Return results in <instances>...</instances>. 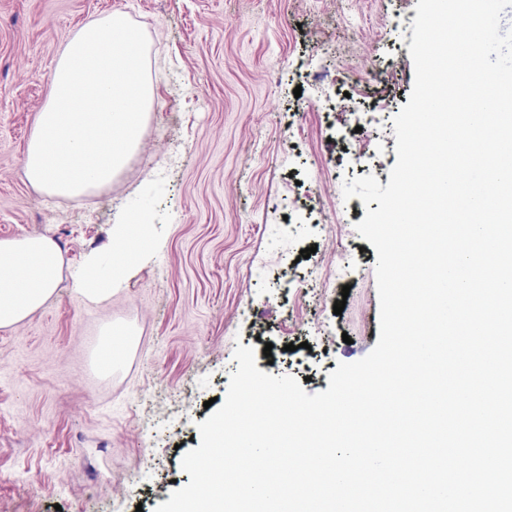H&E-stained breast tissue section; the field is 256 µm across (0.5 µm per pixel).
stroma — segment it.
<instances>
[{
  "instance_id": "1",
  "label": "stroma",
  "mask_w": 512,
  "mask_h": 512,
  "mask_svg": "<svg viewBox=\"0 0 512 512\" xmlns=\"http://www.w3.org/2000/svg\"><path fill=\"white\" fill-rule=\"evenodd\" d=\"M416 3L0 0V238L48 234L63 257L51 301L0 329V512H155L190 480L236 345L310 394L372 350L377 253L342 183L389 182ZM110 11L157 77L143 147L111 187L45 197L23 172L31 127L62 43ZM128 251L111 297L87 302L85 273Z\"/></svg>"
}]
</instances>
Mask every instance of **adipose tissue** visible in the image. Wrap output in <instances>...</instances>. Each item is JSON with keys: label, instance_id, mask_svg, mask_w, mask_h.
I'll return each mask as SVG.
<instances>
[{"label": "adipose tissue", "instance_id": "adipose-tissue-1", "mask_svg": "<svg viewBox=\"0 0 512 512\" xmlns=\"http://www.w3.org/2000/svg\"><path fill=\"white\" fill-rule=\"evenodd\" d=\"M155 83L140 31L122 12L85 24L63 44L23 158L44 196L79 200L124 170L150 116ZM63 262L47 235L0 240V328L22 322L56 293Z\"/></svg>", "mask_w": 512, "mask_h": 512}]
</instances>
